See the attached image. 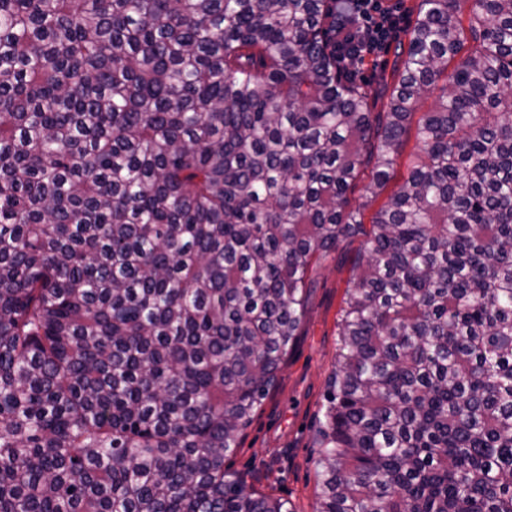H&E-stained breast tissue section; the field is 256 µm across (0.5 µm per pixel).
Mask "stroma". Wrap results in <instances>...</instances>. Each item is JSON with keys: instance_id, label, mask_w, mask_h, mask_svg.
Masks as SVG:
<instances>
[{"instance_id": "stroma-1", "label": "stroma", "mask_w": 512, "mask_h": 512, "mask_svg": "<svg viewBox=\"0 0 512 512\" xmlns=\"http://www.w3.org/2000/svg\"><path fill=\"white\" fill-rule=\"evenodd\" d=\"M394 51L386 49L356 67L355 80L369 96L372 111H383L386 89L396 81ZM361 239L341 243L308 275L306 308L296 345L240 446L231 471L260 493L289 500L296 512H315L316 430L336 362V320Z\"/></svg>"}]
</instances>
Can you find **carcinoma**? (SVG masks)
I'll use <instances>...</instances> for the list:
<instances>
[{"label": "carcinoma", "instance_id": "carcinoma-1", "mask_svg": "<svg viewBox=\"0 0 512 512\" xmlns=\"http://www.w3.org/2000/svg\"><path fill=\"white\" fill-rule=\"evenodd\" d=\"M333 11L0 0V512H294L224 461L357 237L316 512H512V0H421L376 114ZM418 151L415 125L412 126L406 136V141L401 156L397 159L393 179L387 185L385 191L376 199L370 201L365 196L364 186L368 183L367 174L357 181L353 192L350 194L352 207H361L362 218L367 226L371 224L373 212L386 200L387 196L397 190L408 175V166L411 156Z\"/></svg>", "mask_w": 512, "mask_h": 512}]
</instances>
